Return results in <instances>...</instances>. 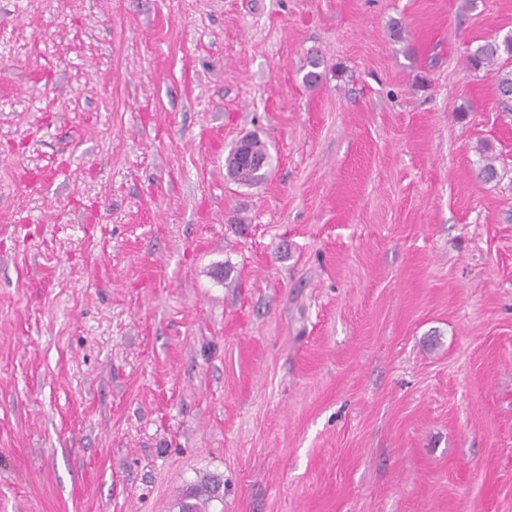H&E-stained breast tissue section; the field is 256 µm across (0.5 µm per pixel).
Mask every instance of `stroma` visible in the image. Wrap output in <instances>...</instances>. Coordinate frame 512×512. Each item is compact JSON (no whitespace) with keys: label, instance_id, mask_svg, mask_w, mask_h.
Here are the masks:
<instances>
[{"label":"stroma","instance_id":"1","mask_svg":"<svg viewBox=\"0 0 512 512\" xmlns=\"http://www.w3.org/2000/svg\"><path fill=\"white\" fill-rule=\"evenodd\" d=\"M510 34L512 0H0V512L212 476V512H512V112L466 62ZM240 141L246 142L248 150L247 152L246 147L241 145L240 156L245 161H249L251 154L252 162L239 163L236 161V156L239 152L238 145H236L226 158L227 175L241 185H257L266 178L268 169L271 166V156L267 144L256 135L245 136ZM261 160L266 161L264 166H260L259 161ZM492 148L489 144H480L478 147L479 169L478 175L484 181H495L500 177L497 167L498 158L492 154Z\"/></svg>","mask_w":512,"mask_h":512}]
</instances>
